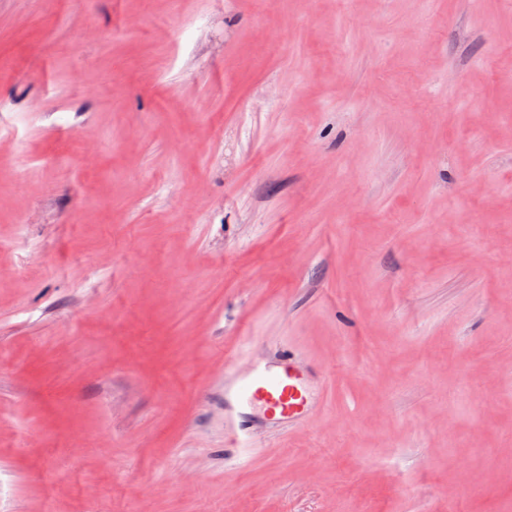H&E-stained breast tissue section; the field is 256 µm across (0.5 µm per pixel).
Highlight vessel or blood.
<instances>
[{"instance_id": "b4317fda", "label": "vessel or blood", "mask_w": 512, "mask_h": 512, "mask_svg": "<svg viewBox=\"0 0 512 512\" xmlns=\"http://www.w3.org/2000/svg\"><path fill=\"white\" fill-rule=\"evenodd\" d=\"M261 402L268 414L278 416L280 423L290 424L300 419L308 405L307 389L297 368L283 363L279 371L254 365L250 375L242 380L230 379L224 383V411L228 424L236 425L243 436H250L251 428L239 420L237 406Z\"/></svg>"}]
</instances>
